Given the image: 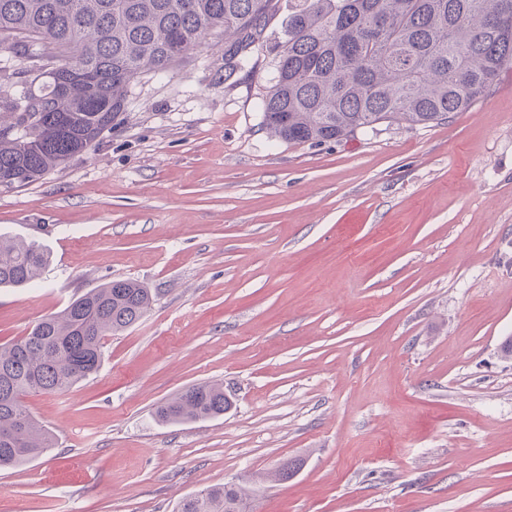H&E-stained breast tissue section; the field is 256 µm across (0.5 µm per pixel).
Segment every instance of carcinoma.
Segmentation results:
<instances>
[{
  "label": "carcinoma",
  "instance_id": "obj_1",
  "mask_svg": "<svg viewBox=\"0 0 512 512\" xmlns=\"http://www.w3.org/2000/svg\"><path fill=\"white\" fill-rule=\"evenodd\" d=\"M278 0H0V45L34 69H0V178L25 186L88 150L112 128L130 83L160 74L208 36L224 39V69L257 65ZM512 63V0H288L272 85L262 98L271 136L340 142L382 122L429 124L486 97ZM39 111H28V100ZM50 262L36 240L0 236V288H21ZM154 297L116 279L0 346V468L53 448L32 416L31 393L60 392L97 372L104 340L138 322ZM232 406L218 384L187 388L159 405L164 423L218 417ZM302 460L284 461V482ZM237 485L207 487L178 512H249Z\"/></svg>",
  "mask_w": 512,
  "mask_h": 512
}]
</instances>
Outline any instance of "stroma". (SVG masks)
I'll return each mask as SVG.
<instances>
[{
	"label": "stroma",
	"instance_id": "1",
	"mask_svg": "<svg viewBox=\"0 0 512 512\" xmlns=\"http://www.w3.org/2000/svg\"><path fill=\"white\" fill-rule=\"evenodd\" d=\"M280 25L255 68L225 76L210 37L136 78L89 151L0 186V235L51 256L0 288V345L113 279L154 294L97 373L26 397L55 446L0 470V512H177L224 484L251 512H512V64L448 120L288 142L261 110ZM205 383L224 415L156 418Z\"/></svg>",
	"mask_w": 512,
	"mask_h": 512
}]
</instances>
